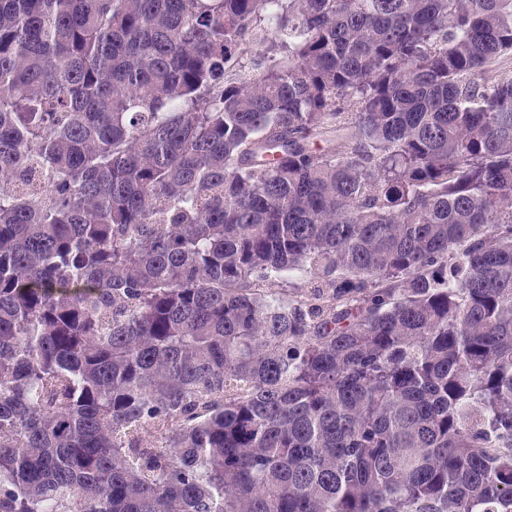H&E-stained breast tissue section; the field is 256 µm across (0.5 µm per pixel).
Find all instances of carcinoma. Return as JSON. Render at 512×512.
Returning <instances> with one entry per match:
<instances>
[{"label": "carcinoma", "mask_w": 512, "mask_h": 512, "mask_svg": "<svg viewBox=\"0 0 512 512\" xmlns=\"http://www.w3.org/2000/svg\"><path fill=\"white\" fill-rule=\"evenodd\" d=\"M0 512H512V0H0ZM308 278L309 274L304 270L284 272L276 280L273 288L282 293L280 297L285 301L299 299L300 297H305Z\"/></svg>", "instance_id": "1"}]
</instances>
